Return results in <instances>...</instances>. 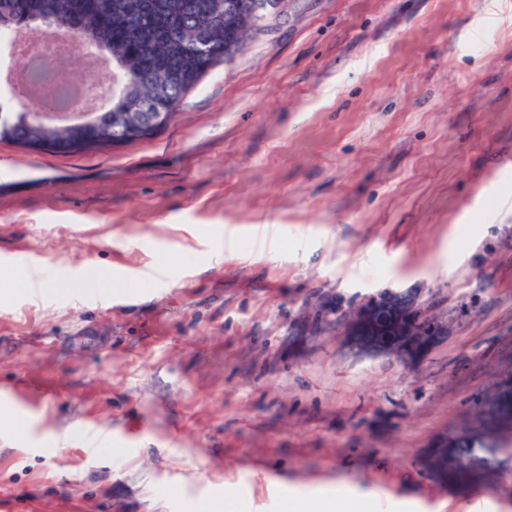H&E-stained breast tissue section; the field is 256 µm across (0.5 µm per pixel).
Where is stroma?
<instances>
[{
  "instance_id": "stroma-1",
  "label": "stroma",
  "mask_w": 512,
  "mask_h": 512,
  "mask_svg": "<svg viewBox=\"0 0 512 512\" xmlns=\"http://www.w3.org/2000/svg\"><path fill=\"white\" fill-rule=\"evenodd\" d=\"M502 196L512 0H282L148 138L0 140V420L25 424L0 429V512H284L316 487L512 512L511 460L466 488L424 467L512 373ZM61 261L117 282L31 301L14 268ZM381 289L447 322L421 360L310 322Z\"/></svg>"
}]
</instances>
